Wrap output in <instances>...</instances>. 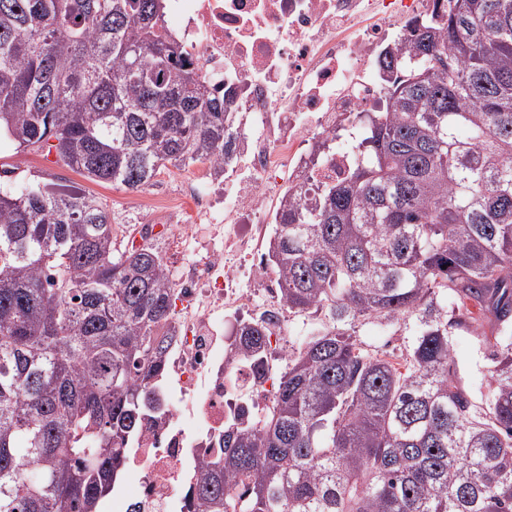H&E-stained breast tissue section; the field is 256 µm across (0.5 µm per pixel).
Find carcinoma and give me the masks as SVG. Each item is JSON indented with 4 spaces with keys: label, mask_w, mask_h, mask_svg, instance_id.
<instances>
[{
    "label": "carcinoma",
    "mask_w": 512,
    "mask_h": 512,
    "mask_svg": "<svg viewBox=\"0 0 512 512\" xmlns=\"http://www.w3.org/2000/svg\"><path fill=\"white\" fill-rule=\"evenodd\" d=\"M383 112L341 180L282 194L263 261L311 321L270 403L269 321L238 320L251 385L186 512H512V0H448L380 60ZM183 64L164 0H0V138L140 192L209 162L233 114ZM80 191L0 182V512H100L167 415L175 282L149 228ZM493 327L486 334L484 324ZM408 337L402 360L360 339ZM480 337L488 393L453 337Z\"/></svg>",
    "instance_id": "obj_1"
}]
</instances>
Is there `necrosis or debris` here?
<instances>
[{"instance_id":"4bbe7bcc","label":"necrosis or debris","mask_w":512,"mask_h":512,"mask_svg":"<svg viewBox=\"0 0 512 512\" xmlns=\"http://www.w3.org/2000/svg\"><path fill=\"white\" fill-rule=\"evenodd\" d=\"M180 21L182 56L233 98L235 153L223 180L200 167L185 183L197 219L223 222L221 246L183 263L170 370L178 396L166 421L144 429L128 455L135 493L112 512H183L206 437L224 430L231 370L224 334L237 315L271 316L272 336L288 333L278 311L276 272L257 256L273 212L266 198L281 182L341 179L354 148L337 147L321 165L312 148L376 112L384 82L378 58L411 36L414 21L445 17L448 0H166Z\"/></svg>"}]
</instances>
